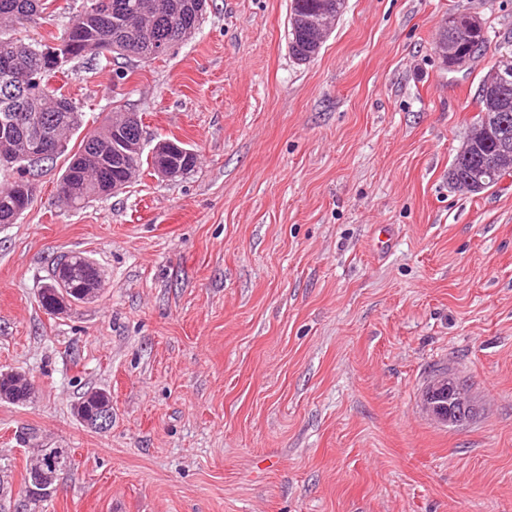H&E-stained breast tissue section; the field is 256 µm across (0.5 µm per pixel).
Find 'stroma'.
I'll list each match as a JSON object with an SVG mask.
<instances>
[{
	"label": "stroma",
	"mask_w": 512,
	"mask_h": 512,
	"mask_svg": "<svg viewBox=\"0 0 512 512\" xmlns=\"http://www.w3.org/2000/svg\"><path fill=\"white\" fill-rule=\"evenodd\" d=\"M85 3L54 0L13 36L42 40ZM289 8L208 0L167 55L54 79L84 111L70 146L122 110L145 152L176 138L198 162L71 208L60 158L0 224V371L38 387L0 401V481L20 488L21 431L72 451L36 512H512V178L448 184L478 87L512 54V0H345L306 63ZM458 12L489 41L449 70L436 39ZM70 252L102 286L47 315L38 294ZM442 367L476 403L458 426L422 407ZM92 388L112 396L103 432L73 413Z\"/></svg>",
	"instance_id": "stroma-1"
}]
</instances>
